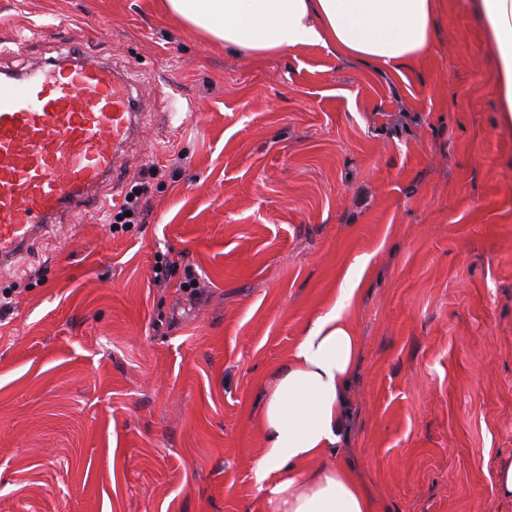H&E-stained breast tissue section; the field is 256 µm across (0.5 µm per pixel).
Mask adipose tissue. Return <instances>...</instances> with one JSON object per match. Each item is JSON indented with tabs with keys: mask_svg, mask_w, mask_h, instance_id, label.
Here are the masks:
<instances>
[{
	"mask_svg": "<svg viewBox=\"0 0 512 512\" xmlns=\"http://www.w3.org/2000/svg\"><path fill=\"white\" fill-rule=\"evenodd\" d=\"M167 13L225 48L265 57L320 45L401 74L429 55L438 0H164ZM494 48L497 96L512 123V0H472ZM359 280L347 272L333 304L311 317L269 375L257 418L255 478L267 512H375L338 454L346 391L362 341L349 312Z\"/></svg>",
	"mask_w": 512,
	"mask_h": 512,
	"instance_id": "adipose-tissue-1",
	"label": "adipose tissue"
}]
</instances>
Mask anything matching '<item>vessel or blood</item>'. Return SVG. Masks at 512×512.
Listing matches in <instances>:
<instances>
[{"instance_id":"b4317fda","label":"vessel or blood","mask_w":512,"mask_h":512,"mask_svg":"<svg viewBox=\"0 0 512 512\" xmlns=\"http://www.w3.org/2000/svg\"><path fill=\"white\" fill-rule=\"evenodd\" d=\"M143 108L108 65L69 55L0 76V270L62 219H96Z\"/></svg>"}]
</instances>
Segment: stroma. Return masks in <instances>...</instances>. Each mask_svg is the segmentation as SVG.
<instances>
[{
    "mask_svg": "<svg viewBox=\"0 0 512 512\" xmlns=\"http://www.w3.org/2000/svg\"><path fill=\"white\" fill-rule=\"evenodd\" d=\"M71 49L146 89L103 195L151 193L0 272V512H261V386L359 258L341 457L376 512H512V125L471 0L404 79L255 59L161 0H0V70ZM150 193V184L145 181L138 182L131 187L125 195L124 202L113 210V227L118 224H133L138 220L141 214V202ZM115 211V213H114ZM130 211V217L125 216V212ZM121 217V220H118Z\"/></svg>",
    "mask_w": 512,
    "mask_h": 512,
    "instance_id": "35a3bbf8",
    "label": "stroma"
}]
</instances>
